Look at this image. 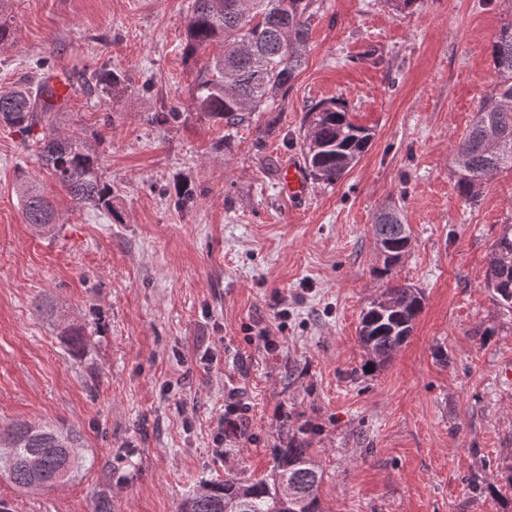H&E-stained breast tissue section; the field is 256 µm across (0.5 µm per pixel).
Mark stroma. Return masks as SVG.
Segmentation results:
<instances>
[{"mask_svg": "<svg viewBox=\"0 0 512 512\" xmlns=\"http://www.w3.org/2000/svg\"><path fill=\"white\" fill-rule=\"evenodd\" d=\"M191 6L10 4L18 42L0 49V92L64 77L57 132L96 149L123 221L76 207L35 147L0 126V428L74 426L91 461L32 494L0 477V502L94 512L105 497L112 512H178L201 479L269 474L273 448L301 433L324 471L323 512H512V491L486 489L512 460V307L484 279L512 224V168L473 204L454 160L499 80L491 39L512 22V0H419L402 13L391 0H314L285 101L233 128L192 105L209 55H183ZM102 68L124 83L83 89L79 74ZM331 98L371 144L337 183L288 195L307 110ZM175 106L177 121L156 122ZM20 173L53 197L54 238L26 223ZM391 203L411 230L394 280L425 301L370 372L360 320L384 287L373 222ZM64 319L85 327L82 351L60 336ZM233 387L249 411L220 455Z\"/></svg>", "mask_w": 512, "mask_h": 512, "instance_id": "1", "label": "stroma"}]
</instances>
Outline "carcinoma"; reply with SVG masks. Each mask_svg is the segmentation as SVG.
Wrapping results in <instances>:
<instances>
[{"label":"carcinoma","mask_w":512,"mask_h":512,"mask_svg":"<svg viewBox=\"0 0 512 512\" xmlns=\"http://www.w3.org/2000/svg\"><path fill=\"white\" fill-rule=\"evenodd\" d=\"M313 0H193L185 29L183 54L192 58L216 46L197 76L192 99L196 109L228 127L253 112H271L288 83L304 64ZM491 57L499 82L489 101L461 140L454 156L462 158L457 184L466 201L475 203L487 178L505 164L512 165V23L493 36ZM48 90L21 79L0 92V124L28 136L53 108ZM369 129L355 124L336 100L320 101L308 109V128L302 141L304 162L317 181L333 184L352 168L371 143ZM43 165L80 207L107 211L117 222L112 188L100 173L97 152L84 140L62 137L55 131L37 139ZM26 222L49 234L57 224L50 201L27 177L16 183ZM374 235L404 248L409 237L397 209H385L374 221ZM492 252L486 286L498 301L512 304V224L502 225ZM396 302L369 305L363 312L359 338L371 363L388 361L410 335L423 309L415 288H389ZM61 335L78 350L85 331L69 323ZM0 448L12 449L11 462L0 474L22 490L62 487L85 466L80 431L66 424L16 421L0 428ZM274 465L267 478L252 480L227 474L218 482L201 481L182 501L179 512H322L319 487L323 472L313 460L307 441L297 435L273 449Z\"/></svg>","instance_id":"1"}]
</instances>
